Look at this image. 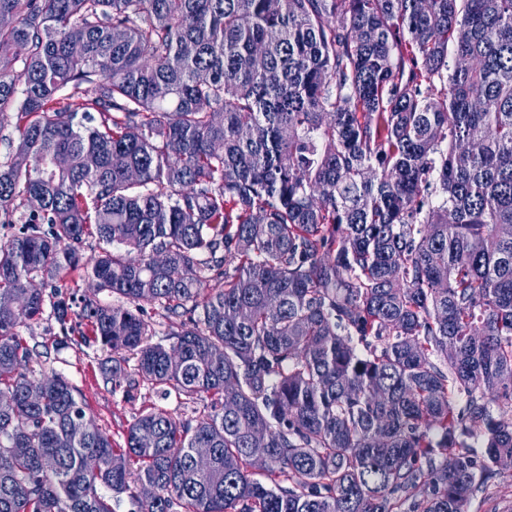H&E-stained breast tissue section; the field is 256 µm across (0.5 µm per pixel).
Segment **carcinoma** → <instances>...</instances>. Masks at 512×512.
Returning a JSON list of instances; mask_svg holds the SVG:
<instances>
[{
    "instance_id": "1",
    "label": "carcinoma",
    "mask_w": 512,
    "mask_h": 512,
    "mask_svg": "<svg viewBox=\"0 0 512 512\" xmlns=\"http://www.w3.org/2000/svg\"><path fill=\"white\" fill-rule=\"evenodd\" d=\"M1 16L0 117L17 106L28 165L0 162V218L23 219L0 301L42 288L22 322L0 306V512H469L512 459L489 406L512 412V0ZM78 267L126 304L74 310L57 282ZM144 303L180 318L172 343ZM47 308L106 382L124 352L212 414L150 408L115 444L66 377L34 375L18 328Z\"/></svg>"
}]
</instances>
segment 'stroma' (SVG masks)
Listing matches in <instances>:
<instances>
[{"instance_id": "stroma-1", "label": "stroma", "mask_w": 512, "mask_h": 512, "mask_svg": "<svg viewBox=\"0 0 512 512\" xmlns=\"http://www.w3.org/2000/svg\"><path fill=\"white\" fill-rule=\"evenodd\" d=\"M19 332L30 347L41 353L44 372L60 373L82 391L92 415L113 442L123 443L130 423L150 407L164 409L180 420H196L210 411V400L204 396L190 401L174 393L161 396L157 390L144 385L130 389L106 384L99 346L64 341L51 314L20 327ZM470 512H512V468L502 470L478 493Z\"/></svg>"}]
</instances>
